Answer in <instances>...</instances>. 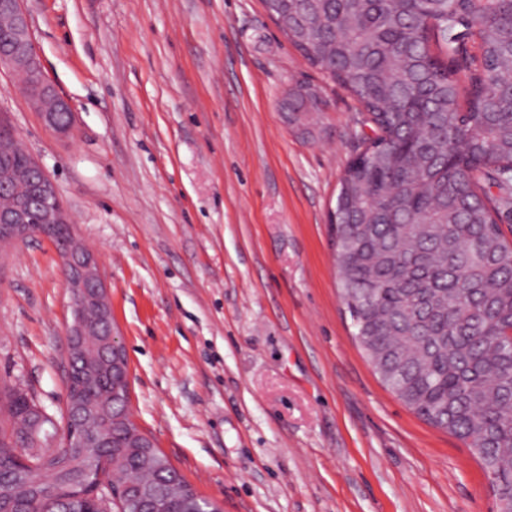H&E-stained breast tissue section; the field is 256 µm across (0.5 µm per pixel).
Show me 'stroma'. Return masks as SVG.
Returning a JSON list of instances; mask_svg holds the SVG:
<instances>
[{
	"label": "stroma",
	"instance_id": "1",
	"mask_svg": "<svg viewBox=\"0 0 512 512\" xmlns=\"http://www.w3.org/2000/svg\"><path fill=\"white\" fill-rule=\"evenodd\" d=\"M61 138L0 71V121L99 257L130 412L223 512H497L464 443L381 382L339 297L331 212L358 100L262 0H24ZM320 86L322 112L279 108ZM63 260L0 248V393L64 427Z\"/></svg>",
	"mask_w": 512,
	"mask_h": 512
}]
</instances>
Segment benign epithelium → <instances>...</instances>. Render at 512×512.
I'll return each instance as SVG.
<instances>
[{"mask_svg":"<svg viewBox=\"0 0 512 512\" xmlns=\"http://www.w3.org/2000/svg\"><path fill=\"white\" fill-rule=\"evenodd\" d=\"M0 16L10 25V46L0 49V68L7 66L18 73L27 85L28 101L38 112L46 126L58 135L66 136L73 128V116L68 102L45 75L32 38L29 14L23 8V0H0ZM19 146L14 132L0 128V156L12 153ZM6 196L15 203L0 207V243L23 241L30 235V227L38 225L39 234L51 238L60 224L70 223L67 211L62 207L57 190L41 165L35 160L23 167L3 165L0 167V197ZM65 288L74 311L68 346V379L77 375L78 360L85 368H93L99 374L118 375L127 378V358L112 324V306L100 275L95 254L88 250L66 251ZM91 307L96 312L98 340L95 349H90L84 309ZM66 430L64 446H69L78 423L92 416L91 407L82 399L67 397ZM130 431L135 448H151L153 439L143 432L131 419L129 413L115 417ZM99 475L89 485L88 497L108 505L112 502L123 505L125 498L113 492L109 472L112 463L105 455L100 456Z\"/></svg>","mask_w":512,"mask_h":512,"instance_id":"7a95c632","label":"benign epithelium"}]
</instances>
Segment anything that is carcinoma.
<instances>
[{"label":"carcinoma","instance_id":"cac0c4a2","mask_svg":"<svg viewBox=\"0 0 512 512\" xmlns=\"http://www.w3.org/2000/svg\"><path fill=\"white\" fill-rule=\"evenodd\" d=\"M289 41L357 97L377 141L348 164L336 197L340 295L354 336L385 386L462 440L493 473L512 512V246L497 209L512 208V0H271ZM290 112H320L312 93ZM498 188L492 195L485 185ZM95 404L84 436L126 431L99 378H75ZM33 399L8 394L17 437ZM0 437V503L28 512L48 488L81 490L87 449L15 474ZM112 488L142 481L169 512L188 484L149 448H108Z\"/></svg>","mask_w":512,"mask_h":512}]
</instances>
